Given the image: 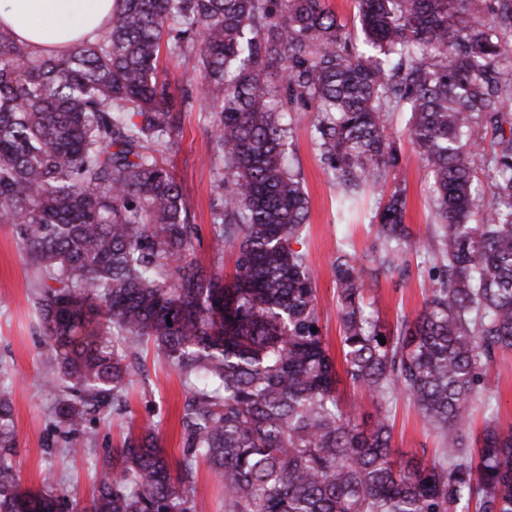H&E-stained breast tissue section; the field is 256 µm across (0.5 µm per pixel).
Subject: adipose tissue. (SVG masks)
I'll list each match as a JSON object with an SVG mask.
<instances>
[{"instance_id":"obj_1","label":"adipose tissue","mask_w":512,"mask_h":512,"mask_svg":"<svg viewBox=\"0 0 512 512\" xmlns=\"http://www.w3.org/2000/svg\"><path fill=\"white\" fill-rule=\"evenodd\" d=\"M113 0H0V27L36 49L65 51L92 37Z\"/></svg>"}]
</instances>
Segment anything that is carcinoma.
Wrapping results in <instances>:
<instances>
[{"mask_svg": "<svg viewBox=\"0 0 512 512\" xmlns=\"http://www.w3.org/2000/svg\"><path fill=\"white\" fill-rule=\"evenodd\" d=\"M362 40L326 0H114L105 30L62 54L0 30V223L39 273L43 342L60 426L127 409L152 345L189 389L181 461L147 424L96 471L89 504L23 490L12 401L0 389V512H189L205 461L224 512H512V425L462 443L497 353L512 351V0H356ZM193 82L159 78L162 48ZM208 115L219 203L216 260L194 254L165 157L182 113ZM313 144L348 223L399 163L405 116L432 178L430 295L382 327L351 255L336 256L341 355L372 412L358 422L318 327L301 240L308 200L288 162V113ZM396 187L376 214L380 267L403 278L414 248ZM385 338L381 344L379 338ZM401 394L448 440L428 461L392 448Z\"/></svg>", "mask_w": 512, "mask_h": 512, "instance_id": "carcinoma-1", "label": "carcinoma"}]
</instances>
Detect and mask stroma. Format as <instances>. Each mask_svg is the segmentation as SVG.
Masks as SVG:
<instances>
[{
	"mask_svg": "<svg viewBox=\"0 0 512 512\" xmlns=\"http://www.w3.org/2000/svg\"><path fill=\"white\" fill-rule=\"evenodd\" d=\"M404 125V117L397 115L388 128L399 146L401 162L389 172L386 183L404 188L405 223L414 238L425 245L435 232L432 183ZM312 135L309 117L294 122L291 155L301 170L310 201V222L299 247L308 257L316 284L321 334L335 353L339 350V322L331 269L337 253L355 255L365 298L389 328L402 319H415L423 309L430 265L424 253L413 252L406 257V278L381 272L372 248L376 234L372 220L380 204L379 196L367 197L357 223L337 228L336 188L323 170ZM211 158L204 113H184L170 166L182 186L191 220L199 228L196 257L208 269L213 266L211 215L217 202L216 170ZM37 283L36 274L21 257L12 225L0 224V388H7L12 399L22 488L37 490L48 483L70 496L89 499L95 463L101 461L106 450L119 444L128 428H139L148 421L158 422L159 446L169 461H179L183 449L181 412L187 389L177 372L151 349L141 352L145 373L128 393V413L110 417L107 425L96 426L91 439L83 432L58 427L52 401L41 389L47 357L35 305ZM490 393V403H476L468 436L480 432L490 410L500 424L512 423V352L498 356ZM392 446L406 459L433 456L442 446L439 438L423 429L414 406L403 396L396 406ZM189 512H224L221 486L203 462L194 472Z\"/></svg>",
	"mask_w": 512,
	"mask_h": 512,
	"instance_id": "stroma-1",
	"label": "stroma"
}]
</instances>
